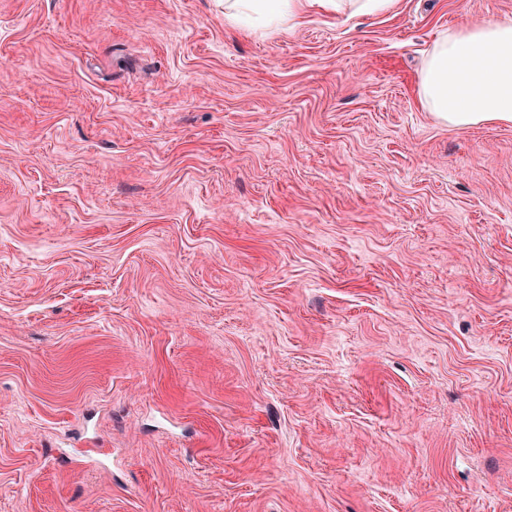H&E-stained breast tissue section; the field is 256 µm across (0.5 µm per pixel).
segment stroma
Here are the masks:
<instances>
[{
  "label": "stroma",
  "instance_id": "1",
  "mask_svg": "<svg viewBox=\"0 0 512 512\" xmlns=\"http://www.w3.org/2000/svg\"><path fill=\"white\" fill-rule=\"evenodd\" d=\"M506 17L0 0V512H512V125L418 101Z\"/></svg>",
  "mask_w": 512,
  "mask_h": 512
}]
</instances>
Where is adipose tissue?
I'll return each instance as SVG.
<instances>
[{"instance_id":"ef3b65f1","label":"adipose tissue","mask_w":512,"mask_h":512,"mask_svg":"<svg viewBox=\"0 0 512 512\" xmlns=\"http://www.w3.org/2000/svg\"><path fill=\"white\" fill-rule=\"evenodd\" d=\"M397 0H224L236 22L271 26L312 11L378 14ZM424 111L452 128L512 124V19L463 23L431 47L418 80Z\"/></svg>"}]
</instances>
